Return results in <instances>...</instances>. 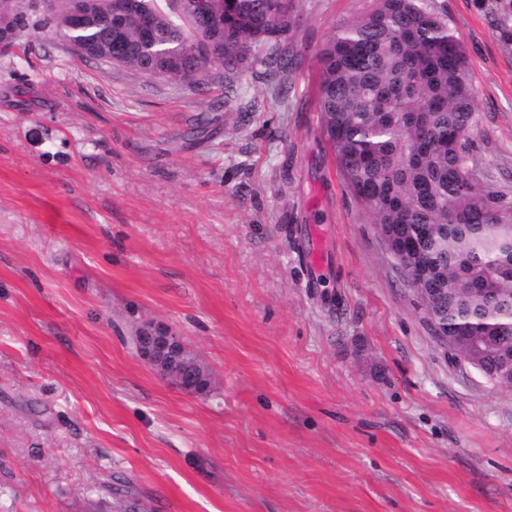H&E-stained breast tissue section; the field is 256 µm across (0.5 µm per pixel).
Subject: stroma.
Segmentation results:
<instances>
[{
  "instance_id": "35a3bbf8",
  "label": "stroma",
  "mask_w": 512,
  "mask_h": 512,
  "mask_svg": "<svg viewBox=\"0 0 512 512\" xmlns=\"http://www.w3.org/2000/svg\"><path fill=\"white\" fill-rule=\"evenodd\" d=\"M433 3L512 202V0ZM372 7L300 0L299 68L201 90L40 10L0 46V512H512V388L432 338L321 127L317 52ZM145 323L209 392L138 358ZM140 359L162 379L188 393L203 394L212 383L211 374L177 336L156 325H141L133 336Z\"/></svg>"
}]
</instances>
